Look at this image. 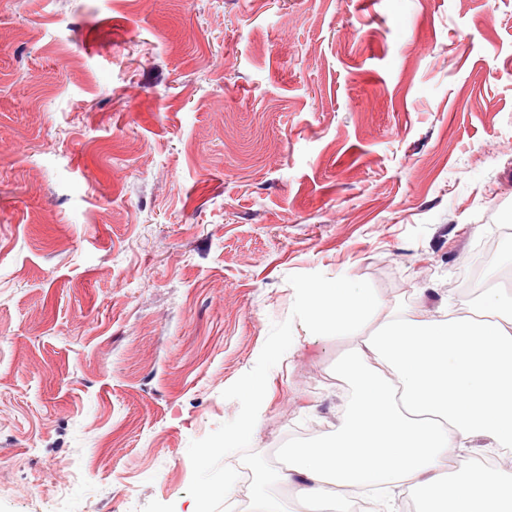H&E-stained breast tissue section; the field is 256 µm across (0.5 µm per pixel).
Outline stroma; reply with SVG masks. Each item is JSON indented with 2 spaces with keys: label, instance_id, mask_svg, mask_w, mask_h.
Wrapping results in <instances>:
<instances>
[{
  "label": "stroma",
  "instance_id": "35a3bbf8",
  "mask_svg": "<svg viewBox=\"0 0 512 512\" xmlns=\"http://www.w3.org/2000/svg\"><path fill=\"white\" fill-rule=\"evenodd\" d=\"M512 225V0H0V512H191L289 275L468 314ZM252 451L338 423L293 324Z\"/></svg>",
  "mask_w": 512,
  "mask_h": 512
}]
</instances>
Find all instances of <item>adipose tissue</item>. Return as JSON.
Returning <instances> with one entry per match:
<instances>
[{"label": "adipose tissue", "instance_id": "obj_1", "mask_svg": "<svg viewBox=\"0 0 512 512\" xmlns=\"http://www.w3.org/2000/svg\"><path fill=\"white\" fill-rule=\"evenodd\" d=\"M351 386L344 418L313 445L286 451V469L257 470L256 512H384L401 491L429 512H512V468L444 475L461 448L512 453V296L487 289L469 315L393 313L336 365ZM292 486V496L272 487Z\"/></svg>", "mask_w": 512, "mask_h": 512}]
</instances>
